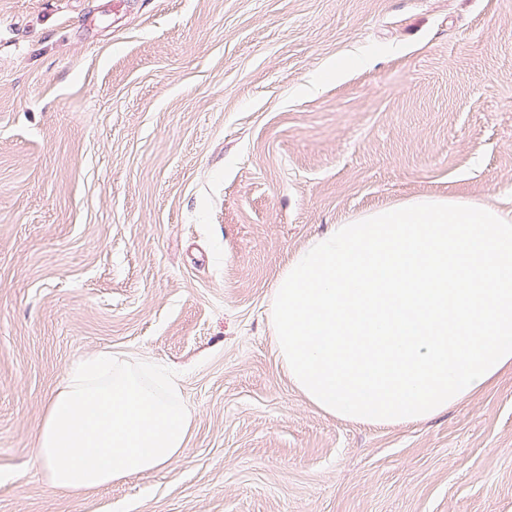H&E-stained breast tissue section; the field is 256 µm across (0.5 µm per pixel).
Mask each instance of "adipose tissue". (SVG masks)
<instances>
[{
	"instance_id": "1",
	"label": "adipose tissue",
	"mask_w": 512,
	"mask_h": 512,
	"mask_svg": "<svg viewBox=\"0 0 512 512\" xmlns=\"http://www.w3.org/2000/svg\"><path fill=\"white\" fill-rule=\"evenodd\" d=\"M111 353H99L52 398L36 443L52 487L77 496L165 467L184 451L190 410L175 387L144 379Z\"/></svg>"
}]
</instances>
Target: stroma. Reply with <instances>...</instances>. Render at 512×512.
Returning <instances> with one entry per match:
<instances>
[{"label":"stroma","mask_w":512,"mask_h":512,"mask_svg":"<svg viewBox=\"0 0 512 512\" xmlns=\"http://www.w3.org/2000/svg\"><path fill=\"white\" fill-rule=\"evenodd\" d=\"M416 196L512 209V0H0V512H512V377L374 426L281 366L290 257ZM103 350L187 446L64 495L36 440Z\"/></svg>","instance_id":"1"}]
</instances>
